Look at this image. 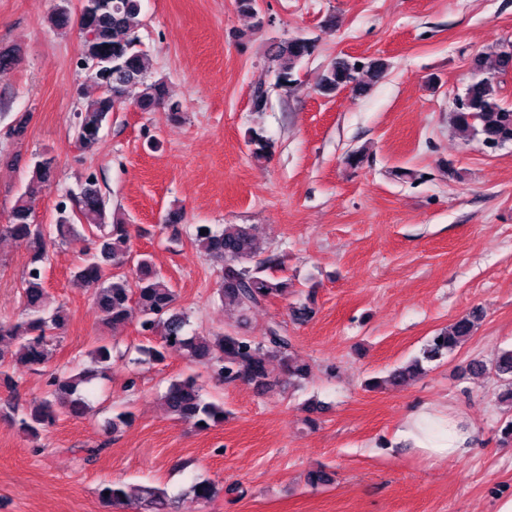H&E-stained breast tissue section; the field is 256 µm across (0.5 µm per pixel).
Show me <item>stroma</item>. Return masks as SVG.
Here are the masks:
<instances>
[{
  "instance_id": "1",
  "label": "stroma",
  "mask_w": 512,
  "mask_h": 512,
  "mask_svg": "<svg viewBox=\"0 0 512 512\" xmlns=\"http://www.w3.org/2000/svg\"><path fill=\"white\" fill-rule=\"evenodd\" d=\"M59 2L0 0V47L20 52L0 72V224L34 156L54 157L58 174L37 196V224L54 223L65 189L95 173L113 213L130 224L134 251L152 256L197 333L258 339L279 323L312 374L297 389L276 373L260 393L196 371L175 349L160 364L116 357L95 383L92 412H59L39 439L28 438L7 417L10 406L44 397L52 374L99 341L146 342L136 323L102 324L89 291L73 282L86 241L57 244L45 286L69 320L45 367L17 368L16 388L0 387V512H138L139 503L101 499L111 480L180 494L178 512H499L512 498L501 381L468 365L512 349V144L464 140L450 113L475 57L512 43V0H258L254 16L236 0H141L150 74L167 83L183 116L126 100L91 150L74 128L85 83L79 31L49 22ZM294 37L316 47L284 90L270 49ZM346 55L384 60L385 78L357 97L322 96L324 69ZM261 83L269 101L258 112L251 95ZM23 113L26 132L12 138ZM253 129L276 143L266 160L251 154ZM355 150L366 155L356 169L345 162ZM400 168L411 177L397 178ZM198 224L252 225L264 254L284 260L277 276L315 289V316L293 322V295L244 315L223 306L222 262L190 242ZM27 261L24 244L0 236L2 319L22 312ZM474 310L461 348L407 385L366 388ZM194 372L224 406L223 423L208 430L176 422L161 401L171 380ZM311 400L319 412H309ZM422 403L463 418L477 446L446 460L386 448ZM124 410L131 421L112 431ZM317 468L332 473L331 484H307ZM198 478L217 483L210 501L186 495Z\"/></svg>"
}]
</instances>
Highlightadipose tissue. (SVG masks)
I'll return each instance as SVG.
<instances>
[{"mask_svg": "<svg viewBox=\"0 0 512 512\" xmlns=\"http://www.w3.org/2000/svg\"><path fill=\"white\" fill-rule=\"evenodd\" d=\"M473 441L474 432L462 418L424 404L407 415L386 445L412 448L441 460L471 447Z\"/></svg>", "mask_w": 512, "mask_h": 512, "instance_id": "1", "label": "adipose tissue"}]
</instances>
